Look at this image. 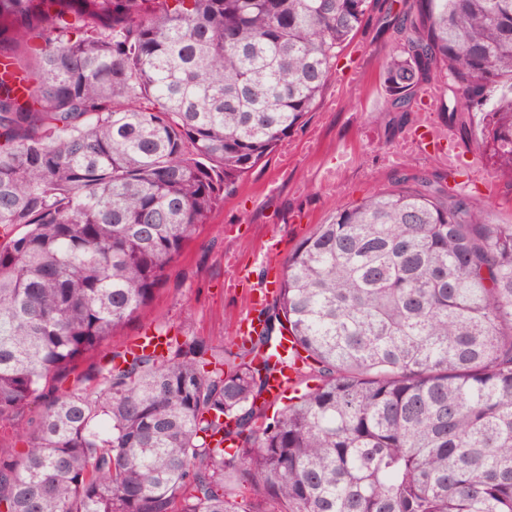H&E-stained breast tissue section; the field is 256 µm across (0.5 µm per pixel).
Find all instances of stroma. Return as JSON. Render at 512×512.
Segmentation results:
<instances>
[{
    "label": "stroma",
    "instance_id": "stroma-1",
    "mask_svg": "<svg viewBox=\"0 0 512 512\" xmlns=\"http://www.w3.org/2000/svg\"><path fill=\"white\" fill-rule=\"evenodd\" d=\"M417 8L418 0H379L306 123L240 179L171 264L144 314L118 328L111 346L159 320L213 344L231 342L249 311L248 289L263 286L316 225L387 189L403 169L445 178L495 223L512 224V175L487 147L481 116L449 121L436 82L410 111L385 109L394 22Z\"/></svg>",
    "mask_w": 512,
    "mask_h": 512
}]
</instances>
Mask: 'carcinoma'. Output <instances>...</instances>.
I'll return each mask as SVG.
<instances>
[{"label":"carcinoma","instance_id":"1","mask_svg":"<svg viewBox=\"0 0 512 512\" xmlns=\"http://www.w3.org/2000/svg\"><path fill=\"white\" fill-rule=\"evenodd\" d=\"M68 2L0 0L25 83L0 82V423L36 410L0 512H512V224L441 178L317 225L248 342L109 347L378 0ZM396 34L385 111L438 81L512 172V0H424ZM302 367V362L295 359L294 364H289L280 373L272 377L267 386V397L270 400L278 398L284 391L295 383L296 369Z\"/></svg>","mask_w":512,"mask_h":512}]
</instances>
